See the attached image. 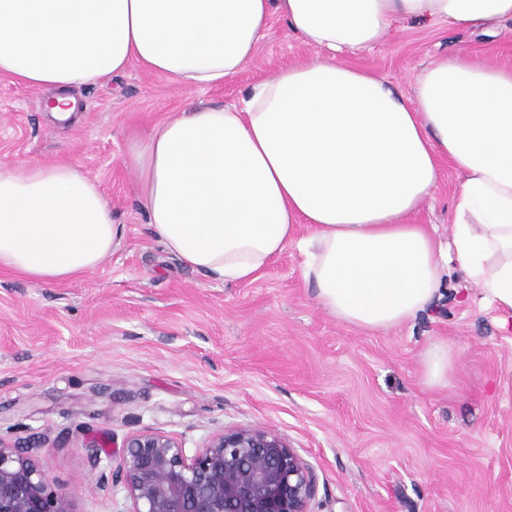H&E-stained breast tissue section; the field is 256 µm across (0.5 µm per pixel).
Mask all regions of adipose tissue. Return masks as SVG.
<instances>
[{"label": "adipose tissue", "mask_w": 512, "mask_h": 512, "mask_svg": "<svg viewBox=\"0 0 512 512\" xmlns=\"http://www.w3.org/2000/svg\"><path fill=\"white\" fill-rule=\"evenodd\" d=\"M276 14L326 57L278 70L241 103L170 117L130 157L166 249L242 283L295 248L319 304L372 331L423 312L453 259L483 303L512 314V66L438 60L410 102L338 60L400 19L490 32L512 20V0H0V74L54 89L52 117L68 121L72 88L134 62L187 85L223 83ZM445 159L463 175L447 249L409 221ZM124 235L75 166L0 168V267L67 281Z\"/></svg>", "instance_id": "1"}]
</instances>
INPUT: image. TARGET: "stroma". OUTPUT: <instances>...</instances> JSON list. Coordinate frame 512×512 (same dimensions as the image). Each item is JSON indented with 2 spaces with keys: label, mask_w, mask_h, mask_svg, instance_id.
<instances>
[{
  "label": "stroma",
  "mask_w": 512,
  "mask_h": 512,
  "mask_svg": "<svg viewBox=\"0 0 512 512\" xmlns=\"http://www.w3.org/2000/svg\"><path fill=\"white\" fill-rule=\"evenodd\" d=\"M461 54L512 64V22L485 35L405 19L382 44L340 61L410 99L425 66ZM318 55L275 17L222 85L134 64L72 89L67 125L45 109L52 90L0 75V166L74 165L125 227L122 243L78 279L0 269V438L37 449L75 512H127L123 489L98 478L131 433L171 435L191 456L222 429L251 426L276 432L312 468L310 512H512V324L480 305L457 269L425 312L377 332L320 307L295 249L253 281L227 284L183 266L146 222L129 157L153 127L175 112L239 103L277 69ZM441 167L410 221L446 242L460 174ZM436 340L455 357L445 388L423 379ZM94 440L108 446L95 463Z\"/></svg>",
  "instance_id": "35a3bbf8"
}]
</instances>
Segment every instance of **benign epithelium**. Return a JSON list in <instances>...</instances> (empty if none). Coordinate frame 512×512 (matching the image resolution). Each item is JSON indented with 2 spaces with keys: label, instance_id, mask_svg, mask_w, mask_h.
<instances>
[{
  "label": "benign epithelium",
  "instance_id": "obj_1",
  "mask_svg": "<svg viewBox=\"0 0 512 512\" xmlns=\"http://www.w3.org/2000/svg\"><path fill=\"white\" fill-rule=\"evenodd\" d=\"M102 484H120L127 512H309L314 474L277 433L224 429L187 457L174 437L137 432ZM0 512H75L35 456L0 439Z\"/></svg>",
  "mask_w": 512,
  "mask_h": 512
}]
</instances>
